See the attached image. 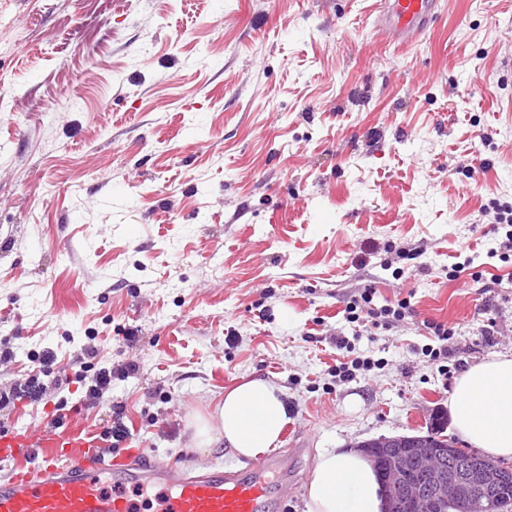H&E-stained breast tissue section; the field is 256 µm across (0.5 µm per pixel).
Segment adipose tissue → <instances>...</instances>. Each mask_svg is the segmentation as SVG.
I'll list each match as a JSON object with an SVG mask.
<instances>
[{
	"label": "adipose tissue",
	"mask_w": 512,
	"mask_h": 512,
	"mask_svg": "<svg viewBox=\"0 0 512 512\" xmlns=\"http://www.w3.org/2000/svg\"><path fill=\"white\" fill-rule=\"evenodd\" d=\"M448 407L462 438L485 454L512 459V354H494L461 374ZM288 407L271 382L247 379L225 392L210 413L194 420V445L228 444L253 458L280 442ZM308 512H383L379 478L361 453H319L308 485Z\"/></svg>",
	"instance_id": "ef3b65f1"
}]
</instances>
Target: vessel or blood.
<instances>
[{
  "mask_svg": "<svg viewBox=\"0 0 512 512\" xmlns=\"http://www.w3.org/2000/svg\"><path fill=\"white\" fill-rule=\"evenodd\" d=\"M436 7V0H381L376 24L406 44L432 25ZM0 459L16 464L0 478V512H269L275 481L288 479L284 451L227 473H181L137 448L109 450L70 421L0 432ZM130 486L155 487V507L131 499Z\"/></svg>",
  "mask_w": 512,
  "mask_h": 512,
  "instance_id": "b4317fda",
  "label": "vessel or blood"
}]
</instances>
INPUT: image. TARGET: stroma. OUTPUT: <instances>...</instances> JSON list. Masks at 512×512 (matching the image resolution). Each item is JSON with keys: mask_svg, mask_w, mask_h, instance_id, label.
I'll return each instance as SVG.
<instances>
[{"mask_svg": "<svg viewBox=\"0 0 512 512\" xmlns=\"http://www.w3.org/2000/svg\"><path fill=\"white\" fill-rule=\"evenodd\" d=\"M376 2L0 0V388L56 356L0 431L99 435L119 410L130 445L235 468L190 423L260 377L303 447L279 490L307 512L322 450L425 430L512 352V258L488 255L489 203L512 204V0H439L407 46ZM367 288L406 318L348 323ZM433 321L454 330L444 371ZM340 337L378 367L339 380Z\"/></svg>", "mask_w": 512, "mask_h": 512, "instance_id": "stroma-1", "label": "stroma"}]
</instances>
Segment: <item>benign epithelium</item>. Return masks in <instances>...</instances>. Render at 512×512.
I'll return each mask as SVG.
<instances>
[{"instance_id":"obj_1","label":"benign epithelium","mask_w":512,"mask_h":512,"mask_svg":"<svg viewBox=\"0 0 512 512\" xmlns=\"http://www.w3.org/2000/svg\"><path fill=\"white\" fill-rule=\"evenodd\" d=\"M359 447L381 468L385 512H473L482 502L494 509L512 482V474L489 459L456 462L460 448L444 435L436 412L424 434L380 436Z\"/></svg>"}]
</instances>
